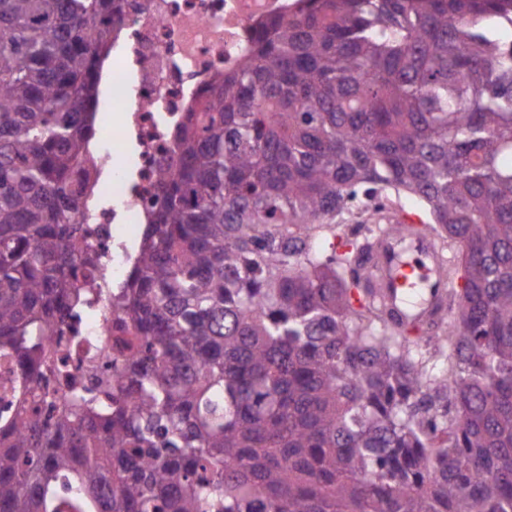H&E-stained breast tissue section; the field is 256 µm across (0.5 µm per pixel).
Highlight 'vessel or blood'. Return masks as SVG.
I'll return each instance as SVG.
<instances>
[{"mask_svg": "<svg viewBox=\"0 0 512 512\" xmlns=\"http://www.w3.org/2000/svg\"><path fill=\"white\" fill-rule=\"evenodd\" d=\"M449 266L435 237L413 229L400 238L379 237L365 273L375 298L395 321L424 326L435 320L454 287Z\"/></svg>", "mask_w": 512, "mask_h": 512, "instance_id": "obj_1", "label": "vessel or blood"}]
</instances>
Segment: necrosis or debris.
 I'll use <instances>...</instances> for the list:
<instances>
[{"label":"necrosis or debris","mask_w":512,"mask_h":512,"mask_svg":"<svg viewBox=\"0 0 512 512\" xmlns=\"http://www.w3.org/2000/svg\"><path fill=\"white\" fill-rule=\"evenodd\" d=\"M300 0H125L116 26L115 68L102 72L106 98L120 119L87 147L94 176L84 195L80 245L96 264L98 293L91 308L69 319L81 338L76 359L97 358L118 319L111 294L130 268L154 173L169 155L170 132L197 95L232 68L256 27L296 9ZM134 169L116 165L123 149Z\"/></svg>","instance_id":"necrosis-or-debris-1"}]
</instances>
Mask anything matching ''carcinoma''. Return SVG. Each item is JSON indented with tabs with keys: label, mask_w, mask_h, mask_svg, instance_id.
Wrapping results in <instances>:
<instances>
[{
	"label": "carcinoma",
	"mask_w": 512,
	"mask_h": 512,
	"mask_svg": "<svg viewBox=\"0 0 512 512\" xmlns=\"http://www.w3.org/2000/svg\"><path fill=\"white\" fill-rule=\"evenodd\" d=\"M122 0H0V512H512V0H302L208 85L112 296L120 363L42 386L93 292L71 177ZM415 197L461 286L422 348L359 254ZM383 202L387 205L388 208H391L394 211L399 212L401 215H408L411 221H408V226L410 228H417L412 226V224H420L419 223V215L421 214L420 207L416 203L415 199L406 194L400 195V197L391 196L388 200L384 199ZM24 384L25 381L16 363L8 358H0V419H11V406L7 408V405L18 397Z\"/></svg>",
	"instance_id": "obj_1"
}]
</instances>
